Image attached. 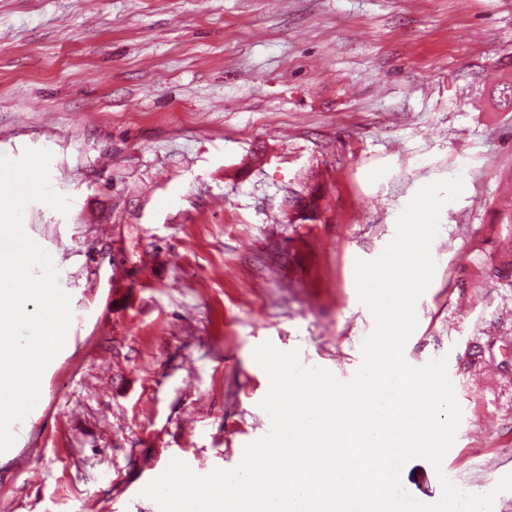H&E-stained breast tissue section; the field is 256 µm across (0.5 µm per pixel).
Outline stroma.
<instances>
[{
	"instance_id": "35a3bbf8",
	"label": "stroma",
	"mask_w": 512,
	"mask_h": 512,
	"mask_svg": "<svg viewBox=\"0 0 512 512\" xmlns=\"http://www.w3.org/2000/svg\"><path fill=\"white\" fill-rule=\"evenodd\" d=\"M509 56L512 0H0V155L52 154L70 209L23 223L72 312L0 512H158L140 491L172 459L235 468L272 429L255 347L351 381L375 328L355 260L458 176L403 357L446 358L460 420L401 482L512 512V287L460 285L512 173ZM314 190L316 219L290 223Z\"/></svg>"
}]
</instances>
